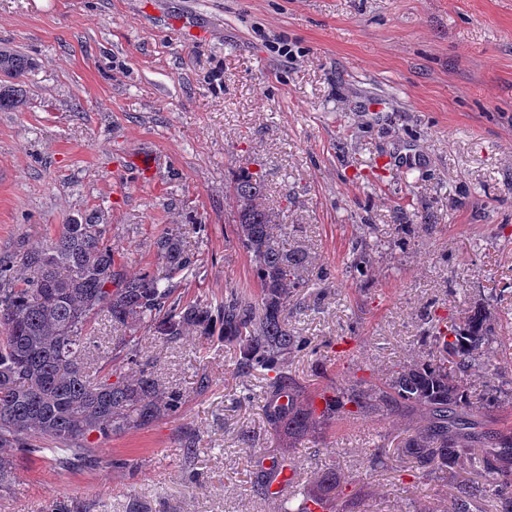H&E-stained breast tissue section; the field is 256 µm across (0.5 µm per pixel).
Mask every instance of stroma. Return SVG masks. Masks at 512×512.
<instances>
[{
    "mask_svg": "<svg viewBox=\"0 0 512 512\" xmlns=\"http://www.w3.org/2000/svg\"><path fill=\"white\" fill-rule=\"evenodd\" d=\"M1 47L35 61L27 106L0 112L1 259L99 211L127 272L163 274L155 241L174 228L195 260L177 296L257 297L233 233L232 181L249 170L317 276L319 300L288 313L306 394L429 358L436 326L478 303L496 338L471 382L512 388V0H0ZM139 153L152 176L128 166ZM91 334V356L131 373L107 316ZM136 334L140 362L183 393L179 415L91 434L75 465L17 455L0 512H275L256 472L282 440L245 398L261 379L221 343ZM411 432L343 418L288 463L349 477L336 512H420L453 477L405 472Z\"/></svg>",
    "mask_w": 512,
    "mask_h": 512,
    "instance_id": "obj_1",
    "label": "stroma"
}]
</instances>
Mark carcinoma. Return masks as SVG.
<instances>
[{
  "label": "carcinoma",
  "mask_w": 512,
  "mask_h": 512,
  "mask_svg": "<svg viewBox=\"0 0 512 512\" xmlns=\"http://www.w3.org/2000/svg\"><path fill=\"white\" fill-rule=\"evenodd\" d=\"M31 70L21 55L0 50V111L27 104L23 78ZM234 196L235 234L259 286L254 303L234 288L219 303L174 297L171 280L188 274L192 259L170 230L157 241L166 276L125 274L93 216L62 225L50 243L18 255L13 267L0 266V492L8 488L15 454L39 451L41 439L74 445L93 432L108 437L180 411L183 395L154 371L141 368L112 382L88 364L91 321L105 313L114 328L144 325L167 341L194 332L236 351V373L265 380L266 420L290 441L285 460L291 441L343 416H407L415 426L403 454L417 469L468 474L442 494V509L426 512H474L486 497L495 512H512V427H489L484 412L499 407L498 398L474 400L467 387L495 335L491 312L474 306L438 328L432 357L399 361L378 384L361 380L319 393L325 403L319 411L288 371V358L306 341L290 332L286 315L310 287L311 261L274 233L276 215L259 178L240 176ZM348 484L333 471L323 473L299 483L278 512H327L326 492Z\"/></svg>",
  "instance_id": "obj_1"
}]
</instances>
